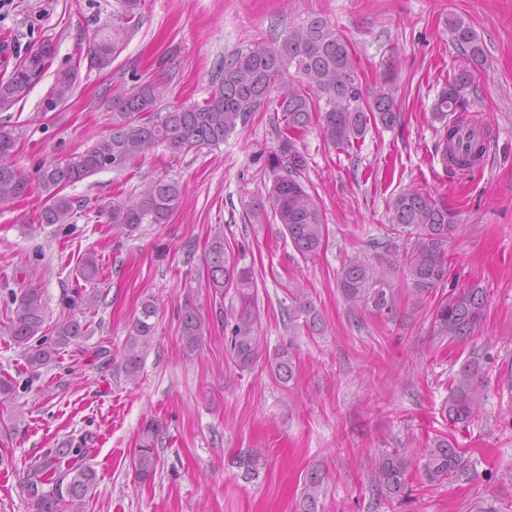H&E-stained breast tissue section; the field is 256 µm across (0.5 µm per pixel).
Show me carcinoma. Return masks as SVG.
<instances>
[{
	"instance_id": "carcinoma-1",
	"label": "carcinoma",
	"mask_w": 512,
	"mask_h": 512,
	"mask_svg": "<svg viewBox=\"0 0 512 512\" xmlns=\"http://www.w3.org/2000/svg\"><path fill=\"white\" fill-rule=\"evenodd\" d=\"M120 10L112 25L102 28L90 39L89 66L99 70L112 65L128 32L139 23L141 0H119ZM455 40L468 51L474 66L482 64L484 50L473 29L460 18L449 21ZM42 51L27 53L14 64L7 78H0V112L10 110L31 91L34 83L51 65L52 40L41 42ZM295 75H290V70ZM78 67L58 70L41 110L52 112L73 96ZM468 73L455 76L443 88L433 105V118L444 129L441 144L443 162L466 171L483 156L486 146L479 127L453 117L470 107L465 98ZM164 87L144 81L112 96V129L82 153L38 166L29 174L14 161L18 128L0 122V204L12 203L35 190L44 198L36 221L25 225L32 233L42 224H68L76 214L77 201L65 189L104 169L124 171L133 168L146 153L159 145L173 154L217 147L245 126L252 113L272 103L282 113L283 128L278 145L269 154L268 168L274 174L266 199L254 203L252 215L259 220L271 208L295 250L303 257L316 254L326 234L323 210L316 197L301 180L307 167L298 149L296 135L317 124L323 137L333 146L346 149L359 142L370 125L391 127L398 118L391 74L387 73L365 91L359 82L353 53L331 24L313 17L288 31L280 45L255 42L232 54L224 70L212 81L208 96L190 105L160 106ZM183 187L176 181L159 178L135 196L114 197L104 209L108 223L125 232L141 224H166L178 205ZM390 230L406 238L395 249L388 263L400 275L409 293L421 301L448 281V236L458 229L448 207L418 189L398 194L387 214ZM208 287L222 294L235 288L240 308L230 328L227 345L235 364L250 368L260 347L254 311L255 282L252 273L238 268L228 254L224 235L217 233L208 241L205 252ZM100 267L95 254L88 252L78 266V277L86 283L97 281ZM337 287L352 310H369L390 315L395 307L396 284L391 275L379 270L365 256L346 259L337 275ZM288 332L291 339L268 361L269 372L286 385L296 378L294 340L299 335L315 336L324 331L323 321L302 288L290 291ZM15 309L6 316L3 330L9 340L23 350L27 370L35 374L56 362L60 350L78 344L89 331L87 321L64 318L47 324L41 289L35 286L11 292ZM99 294L86 289L75 291L68 306L92 310ZM486 308L482 288H454L438 302L433 315L435 335L451 341L466 342L481 325ZM156 304H142L134 319L121 355V366L128 381H138L147 351L155 339ZM209 332V322L194 300H186L179 314V333L185 352L200 349ZM482 356L476 352L461 364L449 385L442 414L448 423L465 424L482 409ZM164 425L156 419L145 421L134 449L131 467L134 480L145 484L154 480L160 462L158 445ZM93 436L85 434L47 449L39 463L27 474L26 490L30 512H87L96 493L97 472L90 464ZM238 468L252 476L264 466L262 454L250 453L238 458ZM419 471L430 483H443L464 473L465 465L457 443L445 436L428 440L412 456L405 449L385 451L372 459L371 490L390 500L410 496L411 472ZM324 475L317 469L307 474L301 512H318Z\"/></svg>"
}]
</instances>
